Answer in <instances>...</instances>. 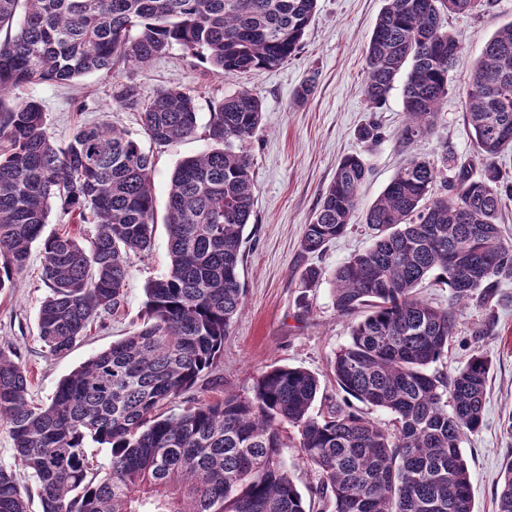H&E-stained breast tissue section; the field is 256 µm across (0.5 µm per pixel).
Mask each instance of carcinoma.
<instances>
[{
	"instance_id": "obj_1",
	"label": "carcinoma",
	"mask_w": 512,
	"mask_h": 512,
	"mask_svg": "<svg viewBox=\"0 0 512 512\" xmlns=\"http://www.w3.org/2000/svg\"><path fill=\"white\" fill-rule=\"evenodd\" d=\"M496 0H386L366 50L365 96L385 104L403 83L408 119L399 143L435 132L462 48L452 14L489 11ZM317 0H0V290L13 288L40 239L53 201L75 224L42 240L49 293L41 340L67 354L88 327L119 307L130 258L150 250L154 162L110 123L77 126L64 145L48 132L43 105L3 95L30 84L113 78L112 107L137 111L145 133L169 146L195 133L194 98L178 85L142 99L117 68L143 65L174 46L224 76L284 63L300 49ZM261 100L241 89L212 109L214 146L181 160L169 181V272L148 283L145 316L122 340L62 380L48 404L29 400L26 369L0 349V426L16 467H0V512H311L288 463L286 427L302 464L334 512H473L462 453L484 422L491 364L474 353L453 376L436 368L458 315L512 280V241L499 224L512 177L498 165L512 150V23L482 47L465 90L463 119L475 160L411 153L365 215L371 246L331 272L309 266L301 287L331 286L336 313L354 320L331 370L343 404L314 412L320 382L287 365L250 387L162 407L184 397L216 366L244 306L239 269L254 203L247 144ZM371 169L344 157L305 225L302 251L316 254L348 230ZM443 192L434 197L435 185ZM448 286V305L417 292L429 274ZM363 404L392 415L386 428ZM109 449L105 462L89 445ZM29 479L34 487H21ZM497 512H512V461Z\"/></svg>"
}]
</instances>
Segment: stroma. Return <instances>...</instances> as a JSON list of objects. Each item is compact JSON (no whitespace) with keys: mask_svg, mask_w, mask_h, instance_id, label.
<instances>
[{"mask_svg":"<svg viewBox=\"0 0 512 512\" xmlns=\"http://www.w3.org/2000/svg\"><path fill=\"white\" fill-rule=\"evenodd\" d=\"M384 5V0H317L295 56L238 77L215 74L208 63L177 46L147 65L122 68V81L136 83L143 98L174 84L195 96L196 132L171 146L155 145L137 112L110 110L112 81L103 75L91 74L69 85L45 83L17 89V96L42 102L48 130L57 142H65L75 125L106 118L136 139L155 163L154 245L149 252L131 257L123 301L104 325L93 326L66 355L49 353L37 326L40 305L48 293L41 279L39 247H32L17 287L0 290V348L15 347L28 373L34 403H49L62 378L139 325L147 283L164 276L170 265L164 218L171 174L180 160L210 148L207 135L213 103L243 87L262 102L260 127L247 146L256 192L240 267L244 308L212 371L218 386L199 382L191 396L205 400L227 390H242L262 370L289 365L319 378L323 405L341 401L331 362L349 340L350 321L337 316L329 285L305 291L301 279L308 266L330 271L369 247L365 212L408 156L397 139L405 121L401 85H394L378 109L370 108L364 94L366 49ZM511 21L512 0H497L490 12L449 16L447 28L459 41L463 58L440 107L436 130L418 144V153L434 158L447 149L460 160L472 158L474 147L462 117L470 65L485 42ZM309 78L315 81L313 92L305 101H296L297 90ZM372 121L379 124L382 140L370 150L357 130ZM353 154L365 156L371 175L360 190L350 230L330 242L323 253H302L303 229L322 189L332 181L338 161ZM489 311L498 333L477 335ZM476 350L491 363L485 421L482 430L465 441L462 452L471 475L473 512H496L502 468L512 459V429L504 426L512 416V281L502 284L487 308L472 306L464 311L441 366L455 372Z\"/></svg>","mask_w":512,"mask_h":512,"instance_id":"obj_1","label":"stroma"}]
</instances>
